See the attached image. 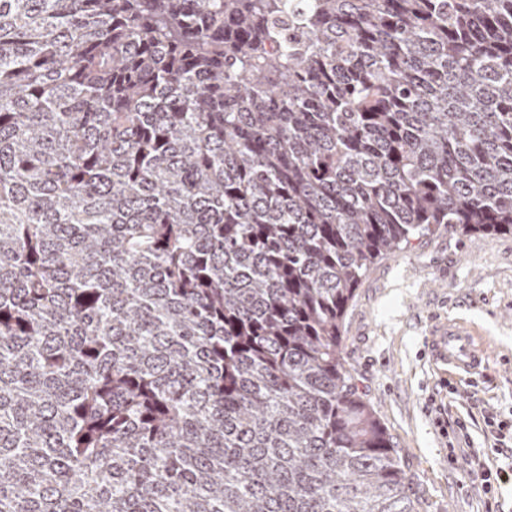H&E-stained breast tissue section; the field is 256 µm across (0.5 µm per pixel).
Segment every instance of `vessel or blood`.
I'll return each instance as SVG.
<instances>
[{"label":"vessel or blood","mask_w":512,"mask_h":512,"mask_svg":"<svg viewBox=\"0 0 512 512\" xmlns=\"http://www.w3.org/2000/svg\"><path fill=\"white\" fill-rule=\"evenodd\" d=\"M428 347L435 365L461 375H473L486 364L482 343L470 328L458 322L436 326Z\"/></svg>","instance_id":"obj_1"}]
</instances>
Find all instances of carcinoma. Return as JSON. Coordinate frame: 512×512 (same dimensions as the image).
<instances>
[{
	"label": "carcinoma",
	"mask_w": 512,
	"mask_h": 512,
	"mask_svg": "<svg viewBox=\"0 0 512 512\" xmlns=\"http://www.w3.org/2000/svg\"><path fill=\"white\" fill-rule=\"evenodd\" d=\"M443 224L512 0H0V512H417L342 328Z\"/></svg>",
	"instance_id": "cac0c4a2"
}]
</instances>
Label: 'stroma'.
Returning <instances> with one entry per match:
<instances>
[{
	"mask_svg": "<svg viewBox=\"0 0 512 512\" xmlns=\"http://www.w3.org/2000/svg\"><path fill=\"white\" fill-rule=\"evenodd\" d=\"M448 320L485 346L487 365L475 379L428 358L431 326ZM342 350L420 512H512V483L487 500L468 477L469 457L449 460L441 427L465 416L467 445L477 450L488 440L485 417H512V234L449 227L374 263L349 304Z\"/></svg>",
	"mask_w": 512,
	"mask_h": 512,
	"instance_id": "35a3bbf8",
	"label": "stroma"
}]
</instances>
